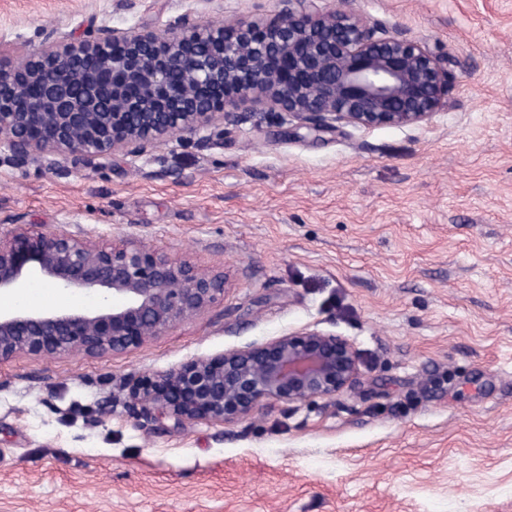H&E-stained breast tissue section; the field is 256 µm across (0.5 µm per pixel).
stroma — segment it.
Wrapping results in <instances>:
<instances>
[{
    "label": "stroma",
    "mask_w": 512,
    "mask_h": 512,
    "mask_svg": "<svg viewBox=\"0 0 512 512\" xmlns=\"http://www.w3.org/2000/svg\"><path fill=\"white\" fill-rule=\"evenodd\" d=\"M354 3L447 58V108L319 135L255 112L103 166L0 152V233L145 245L228 279L138 349L0 361V512H512V0ZM275 7L0 0V51ZM304 329L357 349L335 399L226 424L130 414L132 380Z\"/></svg>",
    "instance_id": "1"
}]
</instances>
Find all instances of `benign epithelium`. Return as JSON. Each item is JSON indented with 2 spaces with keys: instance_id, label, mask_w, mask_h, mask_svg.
<instances>
[{
  "instance_id": "benign-epithelium-1",
  "label": "benign epithelium",
  "mask_w": 512,
  "mask_h": 512,
  "mask_svg": "<svg viewBox=\"0 0 512 512\" xmlns=\"http://www.w3.org/2000/svg\"><path fill=\"white\" fill-rule=\"evenodd\" d=\"M453 75L400 26L347 3L277 0L250 21L165 32L102 28L75 40L49 34L14 57L0 53V145L19 165L70 157L104 164L141 156L176 133L211 143L260 106L311 132L336 124L410 126L448 106ZM33 277L94 298L87 308L0 312V360L17 354H121L196 319L224 299L226 277L163 252L105 248L67 232L0 235V294ZM359 375L351 341L318 330L184 363L129 384L132 415L176 425L244 421L273 402L331 399Z\"/></svg>"
}]
</instances>
